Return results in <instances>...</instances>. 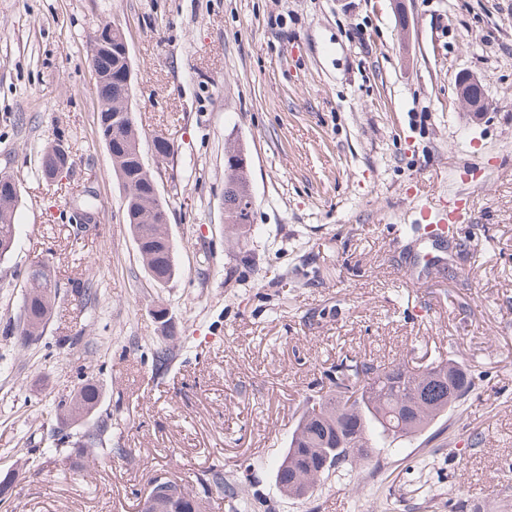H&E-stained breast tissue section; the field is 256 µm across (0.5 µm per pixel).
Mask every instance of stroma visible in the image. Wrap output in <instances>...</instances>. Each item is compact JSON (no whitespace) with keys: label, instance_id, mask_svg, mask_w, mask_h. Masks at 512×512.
Wrapping results in <instances>:
<instances>
[{"label":"stroma","instance_id":"1","mask_svg":"<svg viewBox=\"0 0 512 512\" xmlns=\"http://www.w3.org/2000/svg\"><path fill=\"white\" fill-rule=\"evenodd\" d=\"M105 20L126 32L141 151L169 203L162 285L99 133L88 49ZM463 74L483 86L481 115L457 98ZM58 138L73 165L51 183L39 151ZM233 144L259 229L243 245L224 224ZM0 170L21 191L0 261V472L19 478L0 512H137L156 475L190 485L219 460L273 462L347 355L452 358L475 386L449 420L311 497L282 496L265 471L275 512H512V0H0ZM468 191L452 246L402 236L422 206ZM89 194L97 221L79 230ZM40 259L59 293L25 345L3 330ZM88 379L96 416L67 420L59 405ZM105 418V447L125 456L87 473L42 456Z\"/></svg>","mask_w":512,"mask_h":512}]
</instances>
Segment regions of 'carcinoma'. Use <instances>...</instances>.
I'll return each mask as SVG.
<instances>
[{"label":"carcinoma","mask_w":512,"mask_h":512,"mask_svg":"<svg viewBox=\"0 0 512 512\" xmlns=\"http://www.w3.org/2000/svg\"><path fill=\"white\" fill-rule=\"evenodd\" d=\"M128 138L122 125H112V151L128 152ZM242 149L224 153V197L230 209L236 238L248 239L255 200L247 194L240 168ZM125 175L135 184L138 197L153 200L155 175L131 166ZM20 193L0 190V260L13 250L16 241L17 210ZM167 202L153 207L149 224H131L129 231L141 243L139 255L148 257L147 273L158 284L175 275L174 253L157 235L163 232ZM29 290L22 297L17 328L24 342L37 340L51 319L58 284L43 272L25 271ZM326 391L306 407L288 439L282 458L274 464L275 483L280 491L294 493L300 487L312 495L318 483L327 480L340 467H363L380 463L381 453L396 443L411 441L437 421L452 414L474 387V378L463 364L450 360L415 371L403 361L374 364L345 357L326 373ZM101 392L93 385L82 387L68 403L60 405L67 417L81 418L87 409L99 405ZM42 453L66 470L73 463L72 453L64 448H46ZM248 475L252 493L241 491L239 483L224 475V465L214 464L196 478L201 487L198 499L171 496L164 500L162 512H208L210 500L217 497L229 512H272L260 490L262 465L250 464Z\"/></svg>","instance_id":"cac0c4a2"}]
</instances>
